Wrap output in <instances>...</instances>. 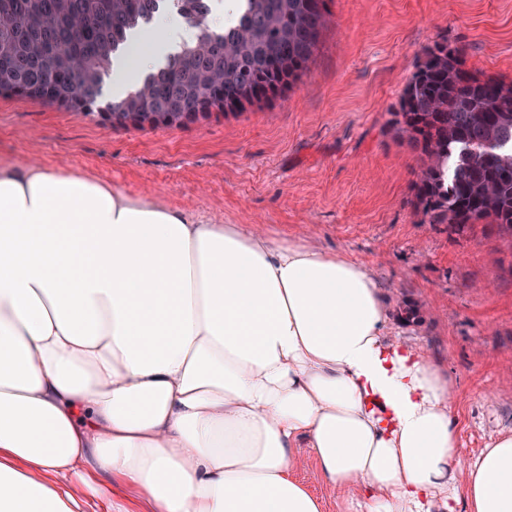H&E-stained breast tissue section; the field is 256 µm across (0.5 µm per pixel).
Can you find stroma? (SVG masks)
Segmentation results:
<instances>
[{"label": "stroma", "instance_id": "35a3bbf8", "mask_svg": "<svg viewBox=\"0 0 512 512\" xmlns=\"http://www.w3.org/2000/svg\"><path fill=\"white\" fill-rule=\"evenodd\" d=\"M309 72L273 106L182 128L100 124L0 97V160L65 168L271 239L361 261L389 312V340L427 351L449 379L464 463L512 434V238L455 232L413 205L416 155L389 127L422 50L440 37L469 69L512 80V0H332ZM295 475L344 512L304 457Z\"/></svg>", "mask_w": 512, "mask_h": 512}]
</instances>
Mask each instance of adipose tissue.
<instances>
[{
    "mask_svg": "<svg viewBox=\"0 0 512 512\" xmlns=\"http://www.w3.org/2000/svg\"><path fill=\"white\" fill-rule=\"evenodd\" d=\"M197 31L155 14L121 98ZM358 261L0 161V512H79L102 478L150 512H455L451 386L384 337ZM468 512H512V435L467 467ZM294 473L296 477L307 484L310 490L321 500L323 505L322 512H343L345 510L344 501L355 496V491L352 488L341 492L325 483L319 477L310 456L304 457L301 465Z\"/></svg>",
    "mask_w": 512,
    "mask_h": 512,
    "instance_id": "ef3b65f1",
    "label": "adipose tissue"
}]
</instances>
